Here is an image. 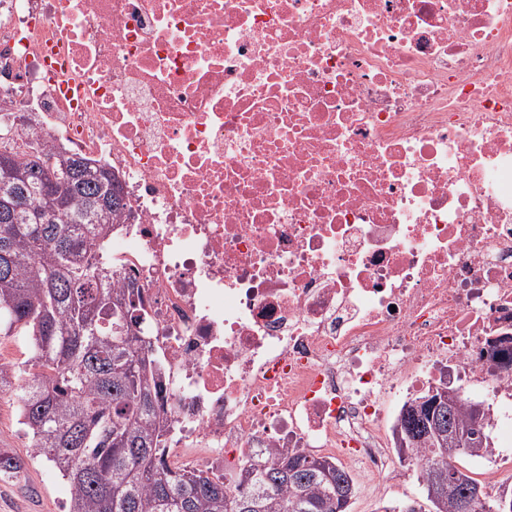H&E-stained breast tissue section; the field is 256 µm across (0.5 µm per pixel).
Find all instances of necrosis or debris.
I'll return each mask as SVG.
<instances>
[{"label":"necrosis or debris","instance_id":"obj_1","mask_svg":"<svg viewBox=\"0 0 512 512\" xmlns=\"http://www.w3.org/2000/svg\"><path fill=\"white\" fill-rule=\"evenodd\" d=\"M3 73L122 180L171 465L392 477L441 384L512 441V0H0Z\"/></svg>","mask_w":512,"mask_h":512}]
</instances>
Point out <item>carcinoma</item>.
<instances>
[{"mask_svg": "<svg viewBox=\"0 0 512 512\" xmlns=\"http://www.w3.org/2000/svg\"><path fill=\"white\" fill-rule=\"evenodd\" d=\"M24 126L33 154L0 149V202L19 200L9 221L0 211V336L24 337L30 357L0 369V392L15 396L31 447L69 484L67 512H348L340 484L353 479L326 457L283 451L222 480L166 463L164 365L145 341L139 285L112 287L122 183L103 165L69 171L72 155L43 146L38 120ZM421 424L410 466L431 512H512L501 508L512 490L467 500L479 481L457 466L491 447L487 409L457 397ZM450 425L467 437L451 456L440 442Z\"/></svg>", "mask_w": 512, "mask_h": 512, "instance_id": "cac0c4a2", "label": "carcinoma"}]
</instances>
